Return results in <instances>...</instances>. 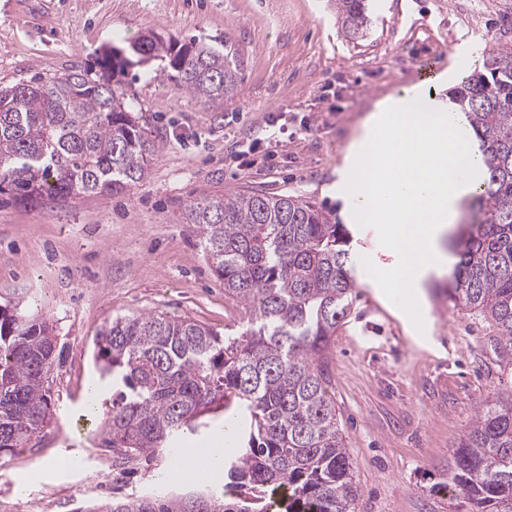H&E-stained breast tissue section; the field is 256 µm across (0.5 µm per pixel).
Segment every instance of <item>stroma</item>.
I'll return each instance as SVG.
<instances>
[{"label":"stroma","mask_w":512,"mask_h":512,"mask_svg":"<svg viewBox=\"0 0 512 512\" xmlns=\"http://www.w3.org/2000/svg\"><path fill=\"white\" fill-rule=\"evenodd\" d=\"M156 31L244 54L237 95L215 110L179 90L165 62L131 68L127 101L160 146L146 179L120 193L30 203L0 192V305L24 296L57 336L53 418L33 448L0 463V512L23 496L42 512H83L81 487L101 499L162 493L156 461L122 464L98 447L99 419L84 428L85 396L100 385L95 339L112 317L159 310L216 329L237 322L184 212L201 193L263 189L315 203L347 224L358 254L393 263L377 224H348L336 193L348 144L375 103L418 83L417 62L448 70L455 48L512 46V0H373L367 37L346 38L334 0H0V88L76 69L96 70L104 48ZM277 117L275 140L247 156ZM351 311L327 351L360 496L352 512H471L447 489L448 463L487 400L506 389L496 330L448 299L447 277L422 285L418 320L382 302L358 274ZM78 459L65 478L49 462Z\"/></svg>","instance_id":"35a3bbf8"}]
</instances>
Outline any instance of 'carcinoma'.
I'll return each mask as SVG.
<instances>
[{
  "mask_svg": "<svg viewBox=\"0 0 512 512\" xmlns=\"http://www.w3.org/2000/svg\"><path fill=\"white\" fill-rule=\"evenodd\" d=\"M369 0H336L345 36L364 37ZM144 55L167 62L179 89L219 108L242 83L244 55L229 38L209 46L158 33L112 47L101 81L83 69L0 89V192L37 201L120 193L142 182L158 144L126 100L120 77ZM455 101L480 142L485 190L479 218L456 243L448 286L454 307L497 329L512 366V47L498 45L463 78ZM224 294L241 305L219 331L162 311L117 316L94 359L112 385L101 447L126 459H161L184 431L237 411L224 490L174 488L104 501L101 512H267L269 489L288 485V512H349L359 496L339 426L326 352L357 285L350 238L297 196L203 193L185 209ZM56 336L26 300L0 306V458L28 444L50 416ZM448 481L476 512H512V389L478 413L448 465Z\"/></svg>",
  "mask_w": 512,
  "mask_h": 512,
  "instance_id": "1",
  "label": "carcinoma"
}]
</instances>
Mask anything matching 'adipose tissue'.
Returning <instances> with one entry per match:
<instances>
[{"label": "adipose tissue", "mask_w": 512, "mask_h": 512, "mask_svg": "<svg viewBox=\"0 0 512 512\" xmlns=\"http://www.w3.org/2000/svg\"><path fill=\"white\" fill-rule=\"evenodd\" d=\"M483 183L480 145L456 104L415 84L375 105L348 146L337 190L353 222L384 226L398 257L388 267L365 258L380 293L405 289L406 304L419 307L422 283L451 263L444 235Z\"/></svg>", "instance_id": "1"}]
</instances>
